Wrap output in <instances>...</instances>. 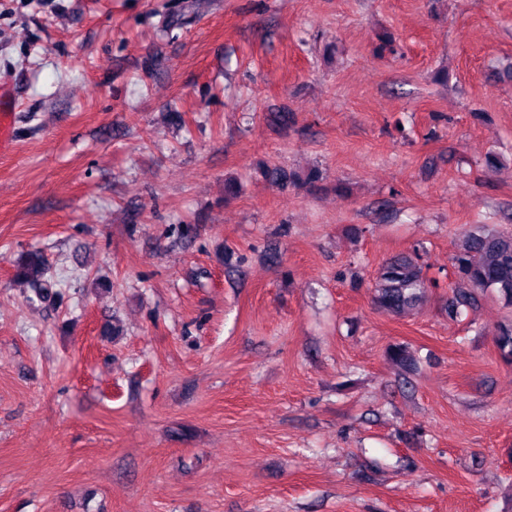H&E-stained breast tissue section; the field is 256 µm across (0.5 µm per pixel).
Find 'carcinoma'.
<instances>
[{
    "instance_id": "obj_1",
    "label": "carcinoma",
    "mask_w": 512,
    "mask_h": 512,
    "mask_svg": "<svg viewBox=\"0 0 512 512\" xmlns=\"http://www.w3.org/2000/svg\"><path fill=\"white\" fill-rule=\"evenodd\" d=\"M451 263L455 283L445 307L449 320H457L461 308L474 304L475 289H491L512 305V233L476 224L466 233ZM14 278L28 287L27 300L31 303L43 302L53 294L46 259L38 250L18 256ZM430 286L421 255L415 250L385 262L373 284V300L391 314L405 315L419 309ZM495 343L503 360L512 363V324L498 328ZM390 355L404 370L414 367L406 347L396 345L390 349Z\"/></svg>"
}]
</instances>
